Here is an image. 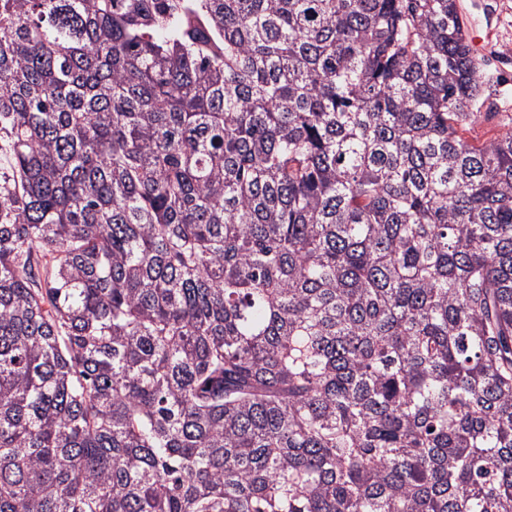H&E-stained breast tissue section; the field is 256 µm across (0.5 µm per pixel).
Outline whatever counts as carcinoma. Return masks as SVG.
<instances>
[{
  "instance_id": "carcinoma-1",
  "label": "carcinoma",
  "mask_w": 512,
  "mask_h": 512,
  "mask_svg": "<svg viewBox=\"0 0 512 512\" xmlns=\"http://www.w3.org/2000/svg\"><path fill=\"white\" fill-rule=\"evenodd\" d=\"M457 0H0V512H512V129Z\"/></svg>"
}]
</instances>
